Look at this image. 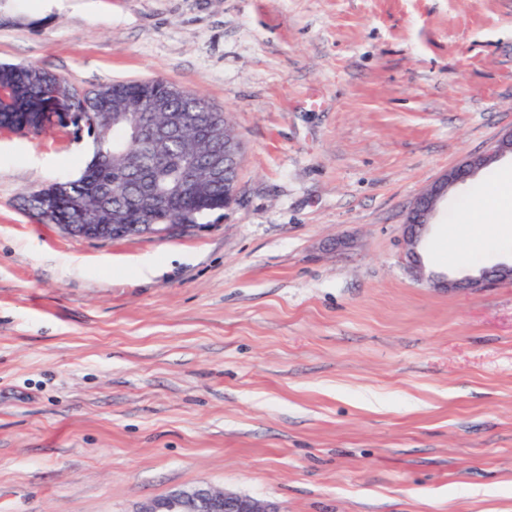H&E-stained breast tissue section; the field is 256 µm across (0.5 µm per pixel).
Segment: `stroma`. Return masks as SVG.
<instances>
[{
	"instance_id": "obj_1",
	"label": "stroma",
	"mask_w": 512,
	"mask_h": 512,
	"mask_svg": "<svg viewBox=\"0 0 512 512\" xmlns=\"http://www.w3.org/2000/svg\"><path fill=\"white\" fill-rule=\"evenodd\" d=\"M0 62L228 113L238 200L98 241L20 208L87 135L0 131V512L209 485L281 512H512V281L411 277L413 200L512 130V0H0ZM443 199L428 272L457 254ZM149 258L150 273L136 264Z\"/></svg>"
}]
</instances>
